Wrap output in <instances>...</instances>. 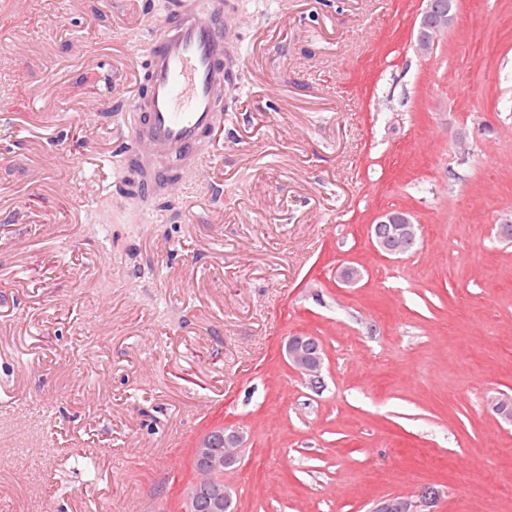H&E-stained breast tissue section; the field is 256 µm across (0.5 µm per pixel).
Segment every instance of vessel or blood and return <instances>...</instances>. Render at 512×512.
I'll return each instance as SVG.
<instances>
[{
    "label": "vessel or blood",
    "mask_w": 512,
    "mask_h": 512,
    "mask_svg": "<svg viewBox=\"0 0 512 512\" xmlns=\"http://www.w3.org/2000/svg\"><path fill=\"white\" fill-rule=\"evenodd\" d=\"M232 23L223 0H179L173 20L147 24L151 65L143 89L121 102L114 140L151 182L204 172L224 130Z\"/></svg>",
    "instance_id": "1"
}]
</instances>
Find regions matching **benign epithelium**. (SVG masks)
I'll return each instance as SVG.
<instances>
[{"mask_svg": "<svg viewBox=\"0 0 512 512\" xmlns=\"http://www.w3.org/2000/svg\"><path fill=\"white\" fill-rule=\"evenodd\" d=\"M408 210H390L379 216L378 223L387 225V236L377 240L378 247L388 255L400 257L412 250L420 236L421 226L409 217ZM338 279L351 287L363 277L359 267L352 264L341 265L337 269ZM285 352L291 367L309 380H322L324 357L320 354L317 337L293 336L286 341ZM512 399L505 396L490 403L491 410L507 423L512 422L509 406ZM242 435L229 428L224 429V449L212 447L210 435L202 437L193 448L195 456V477L184 492L189 509L197 505L201 492L208 493L210 512H225V507L233 501V488L221 487L214 483L215 475L224 467L237 461ZM438 492L427 489L418 497L391 496L382 501L374 512H428V507L437 498Z\"/></svg>", "mask_w": 512, "mask_h": 512, "instance_id": "1", "label": "benign epithelium"}]
</instances>
